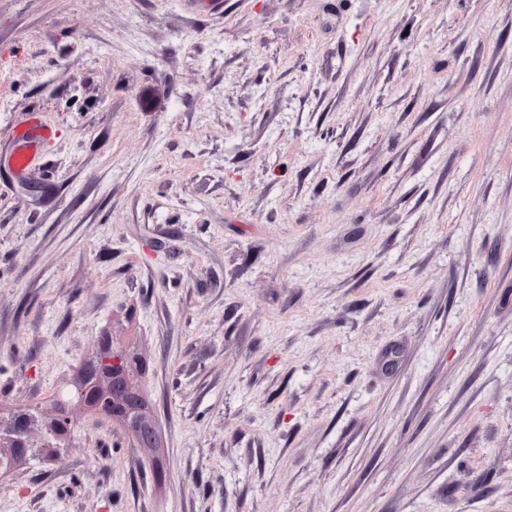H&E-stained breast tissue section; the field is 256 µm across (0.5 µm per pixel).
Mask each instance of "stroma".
Returning a JSON list of instances; mask_svg holds the SVG:
<instances>
[{
	"label": "stroma",
	"mask_w": 512,
	"mask_h": 512,
	"mask_svg": "<svg viewBox=\"0 0 512 512\" xmlns=\"http://www.w3.org/2000/svg\"><path fill=\"white\" fill-rule=\"evenodd\" d=\"M105 336L0 512H512V0H0V412ZM134 386L129 372L122 368V362L114 359L112 371L103 369L82 381L80 402L95 414L123 423L122 407L128 397H133L146 418L142 426L130 430L140 447H147L153 439V428L147 418L150 417L147 407Z\"/></svg>",
	"instance_id": "stroma-1"
}]
</instances>
